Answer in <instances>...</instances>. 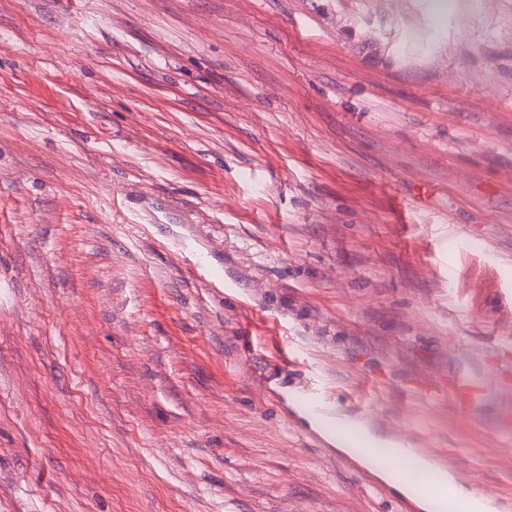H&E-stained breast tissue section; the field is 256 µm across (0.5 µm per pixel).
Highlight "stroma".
<instances>
[{
  "label": "stroma",
  "instance_id": "1",
  "mask_svg": "<svg viewBox=\"0 0 512 512\" xmlns=\"http://www.w3.org/2000/svg\"><path fill=\"white\" fill-rule=\"evenodd\" d=\"M318 377L512 512V0H0V512H398ZM191 271L193 275L204 282L209 288H224V293L233 292L235 284L224 279V274L218 270L207 256L196 251H190ZM296 402L300 407L313 412L321 424L327 423L328 428L336 432V419L328 412L326 396L310 391L303 393Z\"/></svg>",
  "mask_w": 512,
  "mask_h": 512
}]
</instances>
